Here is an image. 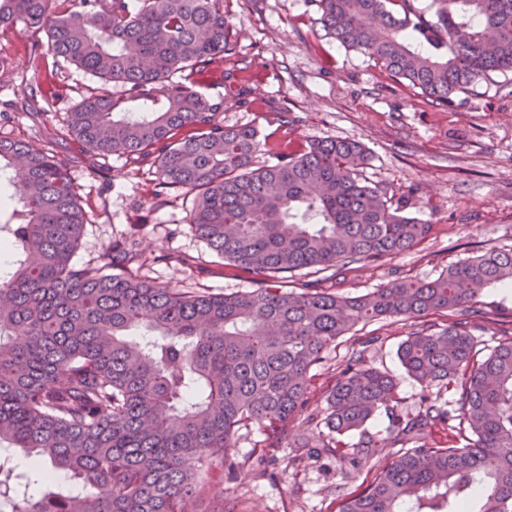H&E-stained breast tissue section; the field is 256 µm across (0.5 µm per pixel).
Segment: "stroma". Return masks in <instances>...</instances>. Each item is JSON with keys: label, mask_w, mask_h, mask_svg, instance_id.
<instances>
[{"label": "stroma", "mask_w": 512, "mask_h": 512, "mask_svg": "<svg viewBox=\"0 0 512 512\" xmlns=\"http://www.w3.org/2000/svg\"><path fill=\"white\" fill-rule=\"evenodd\" d=\"M234 52L224 61L232 81H202L200 89L224 101L226 125L249 124L262 147L256 165L271 164L272 146L297 148L325 138L355 139L371 153L363 175L384 186L394 204L433 224L428 240L394 258L361 262L338 274L306 270L285 278L288 289L312 286L348 296L366 294L405 278L431 280L457 262L490 247H512V74L479 81L449 106L429 103L380 71L360 54L326 38L309 0H224ZM12 76L0 81V134L39 139L68 168L87 215L77 255L95 267L113 242L136 234L147 259L141 273L159 284L211 294L248 290L249 281L190 231L192 198L183 190L158 189L151 162L115 155L90 167L80 143L66 130L73 107L98 82L75 67L30 71L34 48L45 35L16 27L0 35ZM482 350L512 332V286L483 289L468 309ZM409 321L384 320L339 338L323 366L313 368L310 408L324 414L335 383L334 368L352 350L363 363L389 373L402 413L419 410L420 386L407 377L396 350L412 331ZM373 337L361 348L362 336ZM264 427L238 432L234 478L201 489L199 512H336L343 495L363 490L381 455L359 456L344 444L318 457L304 448L282 449L276 465L261 468ZM355 469H347L351 458Z\"/></svg>", "instance_id": "35a3bbf8"}]
</instances>
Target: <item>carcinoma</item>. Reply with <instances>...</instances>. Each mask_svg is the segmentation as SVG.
Segmentation results:
<instances>
[{
    "mask_svg": "<svg viewBox=\"0 0 512 512\" xmlns=\"http://www.w3.org/2000/svg\"><path fill=\"white\" fill-rule=\"evenodd\" d=\"M325 35L431 102L449 105L493 74L512 73V0H309ZM47 36L54 63L102 83L68 113L90 165L149 159L160 184L193 196L191 231L254 288L211 294L131 272L137 242H114L98 267L74 263L85 212L67 168L28 140L0 137L10 200L0 224L19 254L0 278V506L9 512H186L214 473L236 467L238 430L265 425L261 463L279 459L288 420L306 410L313 366L359 325L452 317L397 349L422 388L397 411L392 376L339 367L324 426L297 448L347 436L392 459L339 512H512V336L479 357L454 318L481 290L512 283V248L491 247L433 280L359 296L273 284L285 273L397 257L433 225L404 213L362 176L370 153L317 140L255 165L251 125H224V101L198 89L233 50L224 0H0V34ZM192 80H179L185 71ZM121 88L114 95L109 86ZM453 385L454 404L430 390ZM380 411L386 435L368 423ZM468 433L462 447L420 443L427 428ZM29 461L21 470L16 453Z\"/></svg>",
    "mask_w": 512,
    "mask_h": 512,
    "instance_id": "cac0c4a2",
    "label": "carcinoma"
}]
</instances>
